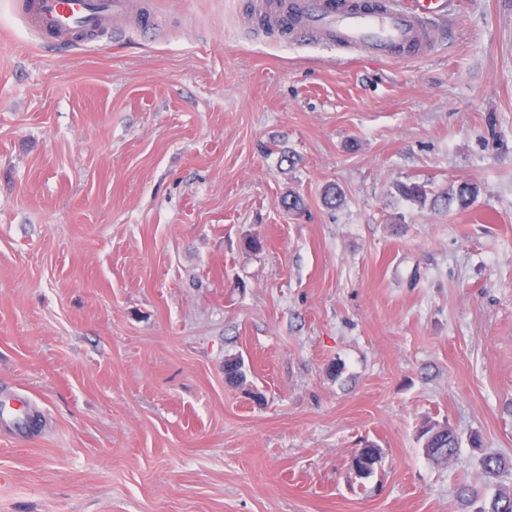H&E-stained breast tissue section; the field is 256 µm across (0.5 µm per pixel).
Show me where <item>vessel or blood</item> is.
Masks as SVG:
<instances>
[{"instance_id": "obj_1", "label": "vessel or blood", "mask_w": 512, "mask_h": 512, "mask_svg": "<svg viewBox=\"0 0 512 512\" xmlns=\"http://www.w3.org/2000/svg\"><path fill=\"white\" fill-rule=\"evenodd\" d=\"M131 0H27L14 4L16 16L46 45L76 48L93 45L101 33L126 36L119 22ZM446 0H389L384 10L354 7L352 0H288L273 24L292 35L346 50L355 59L417 58L441 36ZM35 418L29 398L0 404V424L30 425Z\"/></svg>"}]
</instances>
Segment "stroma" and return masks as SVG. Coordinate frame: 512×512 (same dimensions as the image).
Listing matches in <instances>:
<instances>
[{
  "label": "stroma",
  "mask_w": 512,
  "mask_h": 512,
  "mask_svg": "<svg viewBox=\"0 0 512 512\" xmlns=\"http://www.w3.org/2000/svg\"><path fill=\"white\" fill-rule=\"evenodd\" d=\"M144 2L160 34L50 50L0 0V393L44 413L0 512H464L512 461V0L358 65L251 34L273 0ZM479 193V187L477 184L461 181L456 185V188L452 187L448 190V195L444 197V205L450 210L452 207L458 210H465L474 201L475 197ZM424 454L437 462L455 459L460 438L448 423H433L422 431ZM479 468L487 479V485L494 484L497 489L490 499L483 498V490L476 486L463 485L460 488V498L472 505L481 501V507L477 512H512V488L500 487L499 480L512 468L507 460L498 455H483L478 460Z\"/></svg>",
  "instance_id": "35a3bbf8"
}]
</instances>
